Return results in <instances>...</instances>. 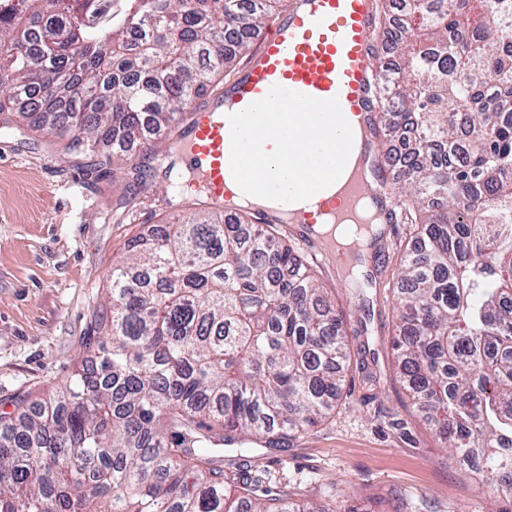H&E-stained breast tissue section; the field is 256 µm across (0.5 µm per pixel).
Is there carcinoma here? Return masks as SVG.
I'll return each instance as SVG.
<instances>
[{
  "label": "carcinoma",
  "mask_w": 512,
  "mask_h": 512,
  "mask_svg": "<svg viewBox=\"0 0 512 512\" xmlns=\"http://www.w3.org/2000/svg\"><path fill=\"white\" fill-rule=\"evenodd\" d=\"M14 0L0 10V112L137 184L175 169L168 135L285 0ZM378 0L403 65L377 70L370 133L414 144L394 183L413 228L395 296L409 399L512 498V0ZM142 146V160L125 154ZM112 267V339L38 408L0 422V512H332L225 449L279 451L335 408L345 319L277 230L200 199Z\"/></svg>",
  "instance_id": "obj_1"
}]
</instances>
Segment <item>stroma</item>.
<instances>
[{
  "label": "stroma",
  "instance_id": "obj_1",
  "mask_svg": "<svg viewBox=\"0 0 512 512\" xmlns=\"http://www.w3.org/2000/svg\"><path fill=\"white\" fill-rule=\"evenodd\" d=\"M36 123L0 114V415L41 402L81 369H94L95 322L112 266L131 239L171 214L168 184L132 185L95 153L71 154ZM124 208H116L120 198ZM284 239L321 272L348 318L349 366L329 419L284 451L256 448L270 485L333 512H497L489 475L467 472L409 399L393 348L403 224H388L352 285L301 224Z\"/></svg>",
  "mask_w": 512,
  "mask_h": 512
}]
</instances>
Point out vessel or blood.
I'll return each mask as SVG.
<instances>
[{
	"mask_svg": "<svg viewBox=\"0 0 512 512\" xmlns=\"http://www.w3.org/2000/svg\"><path fill=\"white\" fill-rule=\"evenodd\" d=\"M374 14L375 0H293L288 15L261 35L257 61L233 81L231 108H193L173 128L172 140L186 145L182 161L198 171L211 201H223L227 170L257 152L254 120L276 107L304 106L369 119L376 79L370 62ZM390 183L388 166L368 154L363 174L344 199L323 201L308 221L322 222L340 208L353 211L364 199L390 210L401 208Z\"/></svg>",
	"mask_w": 512,
	"mask_h": 512,
	"instance_id": "b4317fda",
	"label": "vessel or blood"
}]
</instances>
